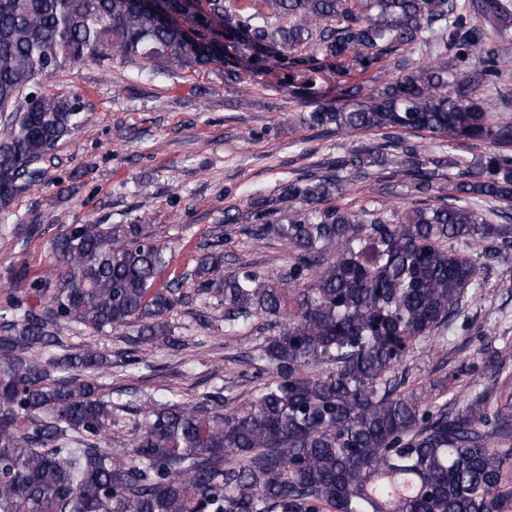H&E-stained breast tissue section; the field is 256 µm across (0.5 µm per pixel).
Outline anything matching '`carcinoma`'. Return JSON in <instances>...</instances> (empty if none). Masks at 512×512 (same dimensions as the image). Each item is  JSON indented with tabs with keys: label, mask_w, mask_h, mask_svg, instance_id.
<instances>
[{
	"label": "carcinoma",
	"mask_w": 512,
	"mask_h": 512,
	"mask_svg": "<svg viewBox=\"0 0 512 512\" xmlns=\"http://www.w3.org/2000/svg\"><path fill=\"white\" fill-rule=\"evenodd\" d=\"M182 23L138 0H0V211L87 121L77 91L47 80L118 58L185 78L213 68L242 103L271 62L325 133L380 136L316 162L227 224L291 255L274 285L251 265L224 270L211 245L181 282L155 287L170 259L144 224H69L52 242L60 271L35 305L0 307V512H512V385L487 351L493 387L405 390L414 345L470 326L479 268L512 252V110L477 97L512 68V0H166ZM371 74L365 89L357 77ZM485 148L477 167L422 150L424 138ZM415 198L401 212L379 182L370 204H330L373 167ZM214 299L224 332L263 321V382L139 406L106 400L95 344L183 346L169 315ZM141 417L127 444L112 431Z\"/></svg>",
	"instance_id": "carcinoma-1"
}]
</instances>
